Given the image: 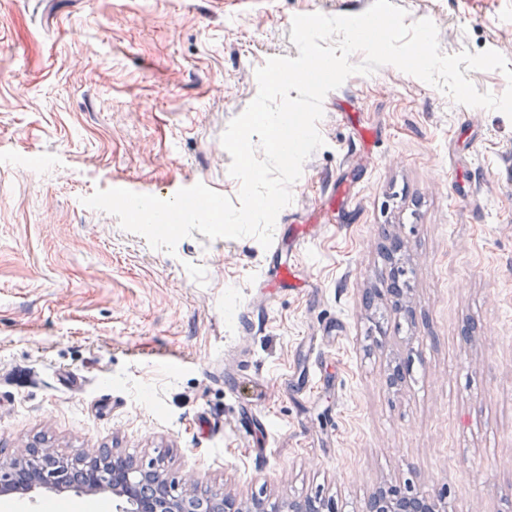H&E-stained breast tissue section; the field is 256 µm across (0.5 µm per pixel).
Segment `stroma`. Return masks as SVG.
Here are the masks:
<instances>
[{"instance_id":"35a3bbf8","label":"stroma","mask_w":512,"mask_h":512,"mask_svg":"<svg viewBox=\"0 0 512 512\" xmlns=\"http://www.w3.org/2000/svg\"><path fill=\"white\" fill-rule=\"evenodd\" d=\"M441 51L512 61V0H392ZM372 0H0V448H111L243 500L360 512L409 484L512 512V119L387 64L323 100L324 140L276 220L316 230L152 248L96 190L237 199L229 122L292 19ZM414 315L387 313L393 240ZM292 288H261L279 261ZM401 384L388 387L392 365ZM0 512H112L108 496Z\"/></svg>"}]
</instances>
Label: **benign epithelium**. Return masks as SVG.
Returning a JSON list of instances; mask_svg holds the SVG:
<instances>
[{"label":"benign epithelium","instance_id":"1","mask_svg":"<svg viewBox=\"0 0 512 512\" xmlns=\"http://www.w3.org/2000/svg\"><path fill=\"white\" fill-rule=\"evenodd\" d=\"M41 490L109 493L115 512H336L332 500L247 503L222 490L202 488L193 474L169 478L161 457L139 464L110 448L69 456L37 444L18 456L0 452L1 497ZM361 512H442V500L391 485L374 492Z\"/></svg>","mask_w":512,"mask_h":512}]
</instances>
